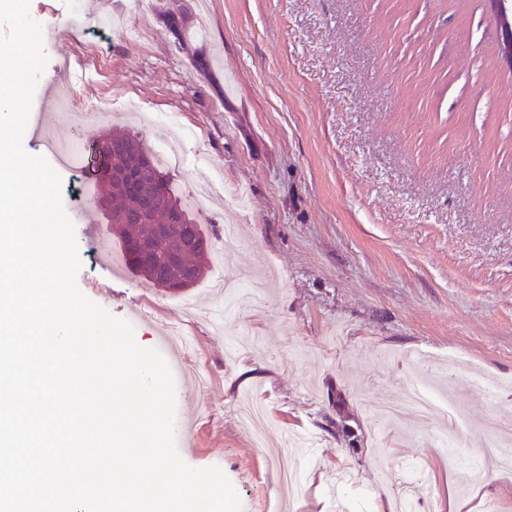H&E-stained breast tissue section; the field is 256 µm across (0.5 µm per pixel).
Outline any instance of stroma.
<instances>
[{
	"label": "stroma",
	"mask_w": 512,
	"mask_h": 512,
	"mask_svg": "<svg viewBox=\"0 0 512 512\" xmlns=\"http://www.w3.org/2000/svg\"><path fill=\"white\" fill-rule=\"evenodd\" d=\"M49 61L31 113L52 123L48 89L87 112L84 137L133 129L182 199L194 183L246 188L247 208L194 213L210 230L212 274L279 279L265 312L201 282L165 291L133 276L105 210L71 213L80 291L116 317L140 311L135 339L181 340L177 449L219 467L243 512L274 495L281 456H314L294 512H351L409 493L418 512H512V470L463 490L451 449L473 454L512 430V66L485 0H30ZM107 18L60 41L58 16ZM238 242L224 245V224ZM455 357V379L428 376ZM481 374L496 400L471 385ZM444 393L464 428L411 415L378 428L374 411L412 385ZM262 402L276 431L314 447H253L232 406Z\"/></svg>",
	"instance_id": "obj_1"
}]
</instances>
